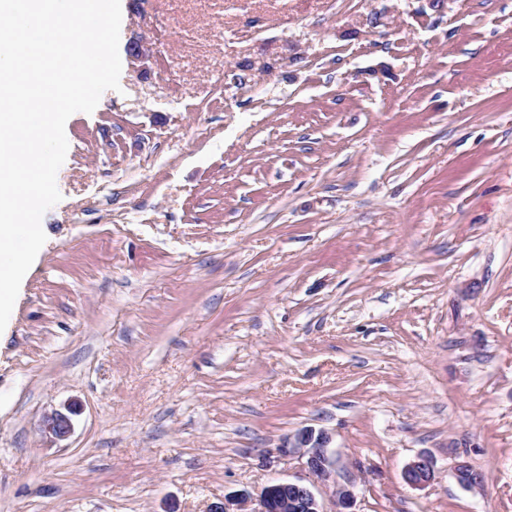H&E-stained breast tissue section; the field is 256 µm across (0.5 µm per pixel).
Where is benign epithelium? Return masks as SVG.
Masks as SVG:
<instances>
[{
	"label": "benign epithelium",
	"instance_id": "1",
	"mask_svg": "<svg viewBox=\"0 0 512 512\" xmlns=\"http://www.w3.org/2000/svg\"><path fill=\"white\" fill-rule=\"evenodd\" d=\"M76 411L77 407L73 404L65 413L53 411L47 414L43 421L44 432L53 439L66 438L72 429L71 415ZM329 443L330 436L324 430L312 427L300 429L292 440L281 447V451L303 459L310 483L274 480L262 487L257 498L259 508L253 511L248 510L251 496L241 493L211 505L209 512H326L312 489L315 483L333 488L337 512H349L355 502V492L351 485L336 483V462L329 458ZM454 475L458 483L467 488H477L483 483V479L464 462L455 464ZM405 477L407 483L414 487L431 482L435 477L432 461L425 456L417 457L407 465Z\"/></svg>",
	"mask_w": 512,
	"mask_h": 512
}]
</instances>
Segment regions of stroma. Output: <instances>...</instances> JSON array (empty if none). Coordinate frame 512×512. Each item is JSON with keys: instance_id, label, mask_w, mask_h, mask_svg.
Listing matches in <instances>:
<instances>
[{"instance_id": "1", "label": "stroma", "mask_w": 512, "mask_h": 512, "mask_svg": "<svg viewBox=\"0 0 512 512\" xmlns=\"http://www.w3.org/2000/svg\"><path fill=\"white\" fill-rule=\"evenodd\" d=\"M121 11L0 332V512H209L304 427L356 512H512V0ZM77 407L75 404L67 408V413L61 411H53L47 414L43 421V429L45 434L51 438L61 440L66 438L72 429V421L69 414H75ZM404 473L407 483L414 487H421L431 482L435 477L433 463L425 456H419L410 462Z\"/></svg>"}]
</instances>
